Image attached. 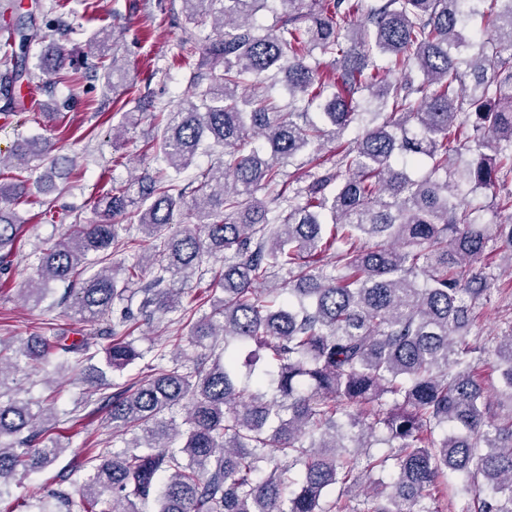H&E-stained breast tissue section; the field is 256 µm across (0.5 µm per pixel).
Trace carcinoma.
I'll use <instances>...</instances> for the list:
<instances>
[{
    "mask_svg": "<svg viewBox=\"0 0 512 512\" xmlns=\"http://www.w3.org/2000/svg\"><path fill=\"white\" fill-rule=\"evenodd\" d=\"M181 2L216 38L180 44L199 57L196 101L154 117L166 168L111 185L98 221L36 250L37 278L21 289L38 305L65 284L73 314L104 325L105 365L119 372L142 354L130 313L111 318L117 303L139 293L148 322L194 317L192 365L177 337L159 354L168 365L103 400L123 446L90 460L80 512H438L454 477L474 512H512V331L472 335L476 301L504 292L475 263L497 238L512 263V225L465 201L512 183V0H280L279 14L274 0ZM262 11L272 25L257 24ZM477 18L486 32L469 31ZM46 38L32 19L5 28L3 111L25 110L15 90ZM65 61L51 42L39 68ZM267 80L288 104L243 92ZM354 123L331 165L306 181L285 173ZM204 146L224 152L176 184ZM51 151L26 139L14 168ZM28 193L26 177L0 182V263L24 224L7 204ZM184 205L195 222L162 235ZM128 252L134 262L109 265ZM217 258L223 296L197 318L203 304L185 306L183 286ZM66 340L0 339V496L3 479L64 451L49 409L5 392L52 350L88 355ZM483 359L504 385L492 396ZM69 505L62 490L23 501Z\"/></svg>",
    "mask_w": 512,
    "mask_h": 512,
    "instance_id": "obj_1",
    "label": "carcinoma"
}]
</instances>
